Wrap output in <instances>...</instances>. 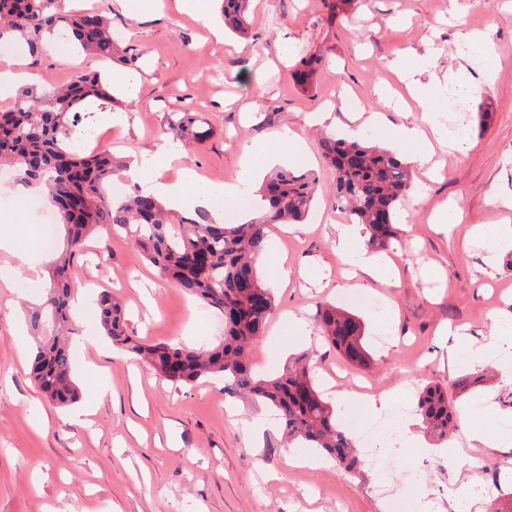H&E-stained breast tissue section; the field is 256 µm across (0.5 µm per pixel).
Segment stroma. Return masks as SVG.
I'll return each mask as SVG.
<instances>
[{
	"mask_svg": "<svg viewBox=\"0 0 512 512\" xmlns=\"http://www.w3.org/2000/svg\"><path fill=\"white\" fill-rule=\"evenodd\" d=\"M207 14L158 0L139 11L129 0H79L102 6L122 44L145 54L139 85L125 84L126 67H101L84 55L60 62L56 49L38 61L22 55L20 67L36 85L64 84L73 70L113 77L114 114L102 115L87 149H108L119 159L166 142L165 116L198 113L210 128L203 142L175 144L161 173L172 180L184 167L213 183L234 178L244 147L277 151L282 128L304 139L308 156L285 167L319 181L304 230L271 224L259 267L276 309L255 343L256 372L271 374L289 355L308 351L320 375L337 376L336 390L357 401L351 381L368 396L392 393L416 403L423 386L440 384L458 412V428L440 441L420 432L385 443L383 471L364 465L346 472L328 459L287 465L290 450L280 426L251 431L246 421L264 413L224 391L219 378L176 384L134 361L102 336L98 314L75 312L71 363L80 405L89 414L75 423L67 409L47 403L29 376L34 339L26 309L39 302L49 281L0 252V267L14 270L13 288H0V512H388L378 481L402 483L409 469L422 472L414 488L417 512H452L457 477L476 492L477 512H487L495 475L512 474V449L472 448L468 433L487 427L495 414L512 416V378L505 359L512 345L479 367V381L457 385L462 364H449L442 328H467L486 341L493 320L512 319V0H352L329 10L325 0H250L249 36L225 32L220 0H199ZM461 31L491 33L494 58L457 50ZM432 53L439 74L459 77L466 92V132L453 154L420 158L399 152L413 168L412 184L396 210L397 239L385 251L398 269L393 286L372 288L380 312L356 309L369 353L367 367L348 365L318 337L319 304L339 303L346 267L336 250V227L348 223L333 208L335 175L318 150L319 127L304 118L330 106L336 131L353 109L386 111L404 85L394 70L404 56ZM325 55L307 86H298L303 54ZM262 90L259 112L244 111L252 90ZM459 204L464 222L445 233L431 216L442 203ZM471 224L497 225L493 249L462 247ZM307 277H300V269ZM73 276L88 298L110 290L126 312L129 335L150 343L210 348L224 339V316L160 275L134 235L115 228L96 235L73 258Z\"/></svg>",
	"mask_w": 512,
	"mask_h": 512,
	"instance_id": "1",
	"label": "stroma"
}]
</instances>
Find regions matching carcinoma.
<instances>
[{
    "label": "carcinoma",
    "instance_id": "carcinoma-1",
    "mask_svg": "<svg viewBox=\"0 0 512 512\" xmlns=\"http://www.w3.org/2000/svg\"><path fill=\"white\" fill-rule=\"evenodd\" d=\"M72 0H0V42L22 38L30 51L45 32L57 33L87 55L110 62L116 40L107 18L95 9L74 10ZM249 0H224V25L248 33ZM325 60L303 55L295 76L300 82ZM112 109V94L96 71L76 70L66 85L41 92L35 87L16 91L11 106L0 111V168L7 166L17 180L42 184L66 226V256L53 262L43 304L30 314L37 343L31 375L46 398L67 405L79 398L72 379L68 336L75 334L70 302L78 288L69 274L70 257L103 227L135 228L151 265L205 305L224 314V341L208 350L148 344L126 335L124 314L112 292L99 298V315L112 344L148 363L172 382L193 383L211 375L224 377V390L269 407L280 421L288 442L318 449L346 470L362 464L359 450L338 422L316 384V366L308 353L288 359L272 376L253 369L250 354L263 336L274 299L258 273L268 224H290L307 216L317 181L308 173L282 170L259 191L261 214L238 224H211L204 212L175 215L155 197L141 193L112 199L106 184L119 167L108 151L87 152L81 139L63 144L58 134L67 128L85 134L94 111ZM166 130L179 142H201L209 136L195 112H170ZM325 162L336 171L334 197L355 223L363 226L368 244L383 249L397 237L394 218L400 197L410 188L411 165L395 153L334 134L319 139ZM316 325L324 339L349 363L365 365L368 352L364 329L349 311L327 304ZM417 411L427 432L445 439L457 427L448 392L428 384L418 395Z\"/></svg>",
    "mask_w": 512,
    "mask_h": 512
}]
</instances>
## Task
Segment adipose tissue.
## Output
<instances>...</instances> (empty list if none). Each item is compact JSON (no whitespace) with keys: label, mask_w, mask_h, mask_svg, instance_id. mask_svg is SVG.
<instances>
[{"label":"adipose tissue","mask_w":512,"mask_h":512,"mask_svg":"<svg viewBox=\"0 0 512 512\" xmlns=\"http://www.w3.org/2000/svg\"><path fill=\"white\" fill-rule=\"evenodd\" d=\"M402 70L409 79L410 93L422 114L421 121L408 123L387 122L383 113H374L372 123L386 125L394 143L417 149H430L432 140H446L447 135L437 114L433 98L434 86L439 81L436 61L425 54L402 63ZM167 145H160L155 152L130 161L122 175L137 184L141 192L153 195L166 202L170 210L178 211L190 207L208 205L219 197L236 196L251 179L258 166L269 163L268 155L258 150H246L242 171L236 181L218 187L206 185L192 169H184L178 180L162 181L152 176L151 166L157 156L167 152ZM361 233L356 225L345 224L336 229L338 252L350 267L348 280L351 287L371 288L387 284L389 261L383 255L367 251L360 243ZM512 337V331L505 326L494 328L492 336L485 343L474 345L465 339H457L448 353L449 360H464L474 366L488 363L498 351L502 340Z\"/></svg>","instance_id":"1"}]
</instances>
